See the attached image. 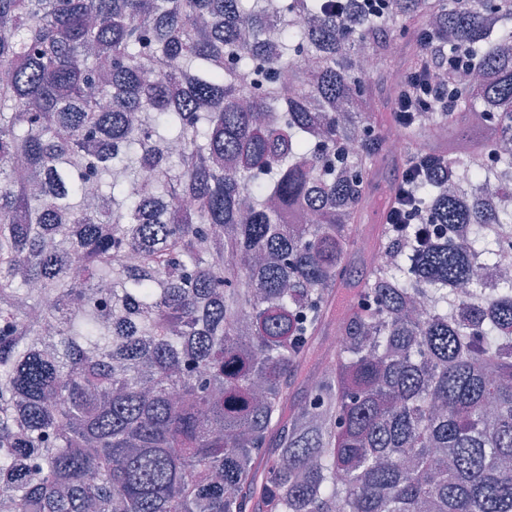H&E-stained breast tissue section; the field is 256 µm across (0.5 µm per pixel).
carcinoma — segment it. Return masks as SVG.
<instances>
[{
    "label": "carcinoma",
    "mask_w": 512,
    "mask_h": 512,
    "mask_svg": "<svg viewBox=\"0 0 512 512\" xmlns=\"http://www.w3.org/2000/svg\"><path fill=\"white\" fill-rule=\"evenodd\" d=\"M0 506L512 512V0H0ZM399 172V167L391 157H388V161L380 167L373 183V193L377 198L389 191L391 185L397 180Z\"/></svg>",
    "instance_id": "1"
}]
</instances>
